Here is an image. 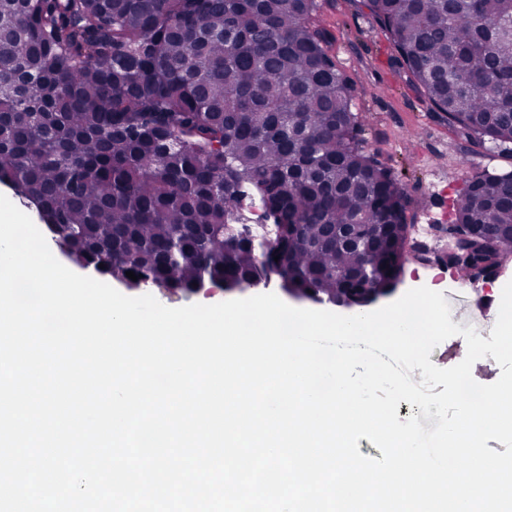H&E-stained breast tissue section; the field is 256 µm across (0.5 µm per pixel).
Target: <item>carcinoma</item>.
Masks as SVG:
<instances>
[{"label": "carcinoma", "instance_id": "cac0c4a2", "mask_svg": "<svg viewBox=\"0 0 512 512\" xmlns=\"http://www.w3.org/2000/svg\"><path fill=\"white\" fill-rule=\"evenodd\" d=\"M412 85L469 143L512 144V0H360ZM316 0H0V183L105 278L192 293L279 275L326 297L384 290L411 198L363 146ZM512 189L455 222L512 255ZM372 224L353 248L347 225ZM104 268H99V265ZM338 270H353L346 281Z\"/></svg>", "mask_w": 512, "mask_h": 512}]
</instances>
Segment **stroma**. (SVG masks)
<instances>
[{
	"label": "stroma",
	"mask_w": 512,
	"mask_h": 512,
	"mask_svg": "<svg viewBox=\"0 0 512 512\" xmlns=\"http://www.w3.org/2000/svg\"><path fill=\"white\" fill-rule=\"evenodd\" d=\"M317 16L330 34L329 53L355 84L367 151L390 167L411 194V224H430L429 250L448 242L451 208L466 180L478 173L512 172V155L464 145L458 132L431 112L397 61V52L357 0H318ZM459 274L421 269L407 260L398 293L425 286L440 292L453 317L490 337L504 285L512 281V257L487 287L455 292Z\"/></svg>",
	"instance_id": "obj_1"
}]
</instances>
